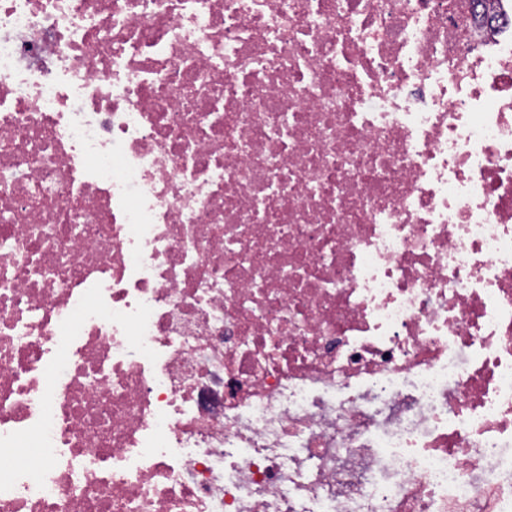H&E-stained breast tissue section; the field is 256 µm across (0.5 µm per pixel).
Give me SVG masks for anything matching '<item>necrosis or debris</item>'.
Returning a JSON list of instances; mask_svg holds the SVG:
<instances>
[{
    "label": "necrosis or debris",
    "instance_id": "necrosis-or-debris-1",
    "mask_svg": "<svg viewBox=\"0 0 512 512\" xmlns=\"http://www.w3.org/2000/svg\"><path fill=\"white\" fill-rule=\"evenodd\" d=\"M0 512H512V0H0Z\"/></svg>",
    "mask_w": 512,
    "mask_h": 512
}]
</instances>
